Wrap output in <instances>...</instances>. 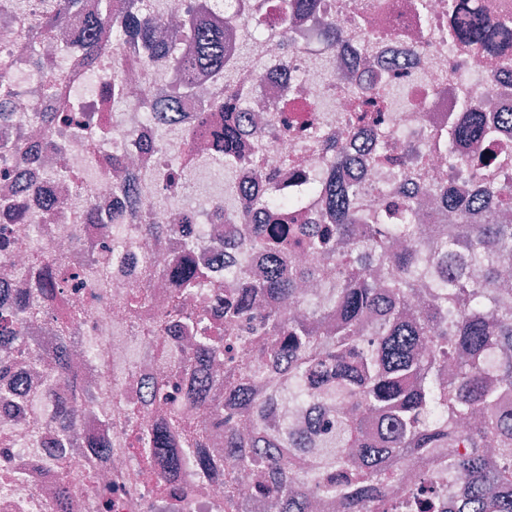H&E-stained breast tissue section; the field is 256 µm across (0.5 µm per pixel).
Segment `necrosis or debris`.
Wrapping results in <instances>:
<instances>
[{
	"instance_id": "obj_1",
	"label": "necrosis or debris",
	"mask_w": 512,
	"mask_h": 512,
	"mask_svg": "<svg viewBox=\"0 0 512 512\" xmlns=\"http://www.w3.org/2000/svg\"><path fill=\"white\" fill-rule=\"evenodd\" d=\"M260 2L269 19L263 35L249 39L239 30L229 38L240 90L236 114L260 162L235 168V190L227 194L215 176L212 139L195 125L199 106L223 102V82L197 75L178 101L179 120L161 125L154 118L188 41L144 66L126 34L122 78L109 93L111 58L92 70L77 66V53L64 51L62 40H36L23 30L16 0H0V102L8 105L0 139L10 140L0 155V194L14 202L12 212L0 210V238L11 242L0 251V366L9 370L0 375V391L8 380L21 382L18 405L0 399V512H107L97 491L108 486V512H238L237 500L252 496L255 474L222 461L201 479L189 462L162 478L136 451L137 435L159 426L165 404L185 400L179 362L196 333L156 328L175 302L169 259L190 251L215 278L205 296L180 302L227 342L211 359L210 374L253 363V334L224 324L218 248L224 238L245 235L233 215L256 217L248 187L307 196L331 173L323 140L333 136L356 160L363 208L381 195L398 201L411 192L421 224H431L439 210L433 184L473 187L465 152L433 149L436 128L468 103L512 112V71L449 49L448 0H323L343 35L335 49L311 18L298 19L283 37L272 20L278 0ZM367 45L372 54L364 53ZM377 79L383 129L375 133L349 114ZM272 122L281 135L259 138ZM410 150L425 161L413 173L405 165ZM173 170L179 177L172 182ZM151 224L179 230L157 236L148 232ZM38 264L54 271L59 288L27 310L20 299ZM65 320L72 326L61 342L73 377L60 382L53 348ZM21 328L44 336V345L13 339ZM62 407L74 432L57 456ZM63 486L72 500L59 499Z\"/></svg>"
}]
</instances>
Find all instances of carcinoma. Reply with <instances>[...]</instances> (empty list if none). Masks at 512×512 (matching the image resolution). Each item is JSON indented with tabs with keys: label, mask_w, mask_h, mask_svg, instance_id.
Listing matches in <instances>:
<instances>
[{
	"label": "carcinoma",
	"mask_w": 512,
	"mask_h": 512,
	"mask_svg": "<svg viewBox=\"0 0 512 512\" xmlns=\"http://www.w3.org/2000/svg\"><path fill=\"white\" fill-rule=\"evenodd\" d=\"M118 12L113 0H98L96 11L82 21L83 29L110 25L133 30L141 52L158 56L162 42L156 21L147 14V0H124ZM77 0H41L31 32L39 38L66 35L76 17ZM245 27L266 22L251 0L239 5ZM322 0H282L277 25L283 35L301 16L319 15ZM187 31L194 38L193 56L185 75L209 71L224 79L225 113L236 107L237 94L226 78L224 26L190 15ZM448 42L462 51L488 53L497 69L512 65L500 53L512 44V30L493 26L472 0H448ZM82 53L93 62L119 52L95 38L80 40ZM380 90L356 106L354 118L375 125L381 119L370 109ZM512 115H490L471 105L455 115L448 127L435 133L440 148L469 150L474 191L462 196L441 185L444 209L459 222L419 241L410 202H382L365 217L353 207L356 186L343 171L350 158L331 145L332 174L311 192L322 195L332 223L318 224L309 233L299 223L302 214H285L300 203L275 201L265 195L253 204L266 212L254 224L242 247L270 257L266 274L243 282L224 299V322L235 324L261 315L255 346L259 367L268 371L273 386L284 387L299 402L315 391L319 401L310 409L305 426L283 423L271 399L260 401L248 387L250 366H236L224 378V401L211 399L192 386L187 401L198 413L224 410V448L235 467L275 477L257 483L258 504L245 500L240 512H308L310 490L297 474L318 475L319 491L336 497L341 512H395L392 501L396 474L385 468L389 457L429 458L452 443L465 452L448 458V482L464 486L461 495L445 505L437 481L429 476L409 489L405 508L410 512H512V413L500 411L502 397L512 392V308L500 280L502 267L512 262V223L505 221L512 205V150L500 146ZM219 156L227 168L253 164L242 153L236 124L224 123ZM479 209L487 223L469 224L467 214ZM308 252L317 258L334 257L345 275L329 284L327 298L314 304V313L286 319L280 308L293 301L300 281L321 280L316 263L299 266L286 254ZM168 272L176 297L193 296L199 288L216 284L187 255H174ZM197 325L175 303L160 320ZM224 352V341L200 331L195 348L184 357L182 373L205 381L202 362ZM336 413L324 431L316 417ZM187 427L173 414L170 423L139 438L140 454L161 475L180 469L192 457L203 474L212 459L197 451L202 434L174 446L173 434Z\"/></svg>",
	"instance_id": "carcinoma-1"
}]
</instances>
